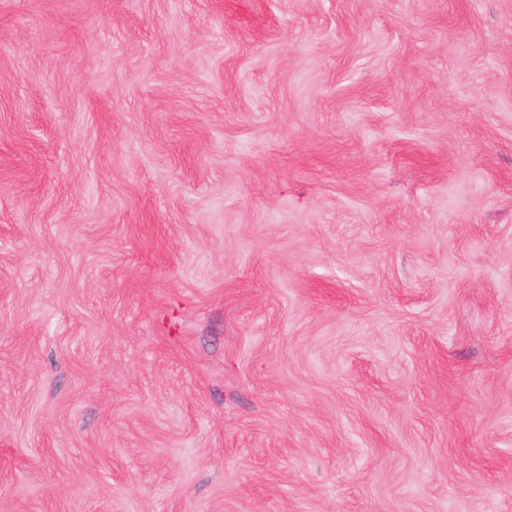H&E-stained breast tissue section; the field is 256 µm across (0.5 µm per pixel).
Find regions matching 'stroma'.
<instances>
[{
    "label": "stroma",
    "mask_w": 512,
    "mask_h": 512,
    "mask_svg": "<svg viewBox=\"0 0 512 512\" xmlns=\"http://www.w3.org/2000/svg\"><path fill=\"white\" fill-rule=\"evenodd\" d=\"M0 512H512V0H0Z\"/></svg>",
    "instance_id": "35a3bbf8"
}]
</instances>
